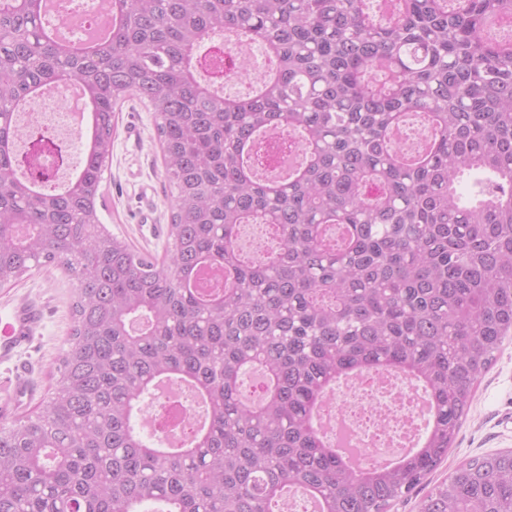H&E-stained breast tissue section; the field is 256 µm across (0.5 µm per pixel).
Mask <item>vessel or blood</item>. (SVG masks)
I'll return each instance as SVG.
<instances>
[{
  "label": "vessel or blood",
  "instance_id": "vessel-or-blood-1",
  "mask_svg": "<svg viewBox=\"0 0 512 512\" xmlns=\"http://www.w3.org/2000/svg\"><path fill=\"white\" fill-rule=\"evenodd\" d=\"M43 320L42 308L25 300L0 308V363L13 366L15 399L34 394L30 369L20 356L33 341Z\"/></svg>",
  "mask_w": 512,
  "mask_h": 512
}]
</instances>
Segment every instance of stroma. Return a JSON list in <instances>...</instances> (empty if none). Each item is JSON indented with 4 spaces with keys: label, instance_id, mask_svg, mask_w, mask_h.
I'll return each instance as SVG.
<instances>
[{
    "label": "stroma",
    "instance_id": "stroma-1",
    "mask_svg": "<svg viewBox=\"0 0 512 512\" xmlns=\"http://www.w3.org/2000/svg\"><path fill=\"white\" fill-rule=\"evenodd\" d=\"M131 126L139 131L134 141L126 137ZM168 200L153 117L139 102L129 100L118 114L112 163L104 174L103 221L112 234L160 258L167 247ZM75 288V280L52 268L0 289V305L28 297L48 309L45 328L23 354L42 395L53 383L56 361L73 324ZM502 450H512V337L504 341L496 361L478 381L458 438L429 483L434 486L447 479L462 462Z\"/></svg>",
    "mask_w": 512,
    "mask_h": 512
}]
</instances>
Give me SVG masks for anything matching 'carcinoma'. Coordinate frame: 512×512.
Returning <instances> with one entry per match:
<instances>
[{
    "mask_svg": "<svg viewBox=\"0 0 512 512\" xmlns=\"http://www.w3.org/2000/svg\"><path fill=\"white\" fill-rule=\"evenodd\" d=\"M112 15L83 50L54 40L40 0H0V288L50 266L77 284L53 391L0 425V512H275L291 487L320 512H390L447 457L512 335V0H395L383 21L366 0H112ZM224 32L268 50L245 97L201 73ZM68 81L95 108L82 168L23 181L18 115ZM134 98L174 189L161 261L100 217ZM416 114L433 143L407 162L395 136ZM272 129L299 153L274 180ZM247 224L270 229L264 255L241 248ZM372 372L426 386L434 419L417 452L353 469L316 418L340 379ZM166 380L207 407L180 448L138 425ZM418 509L512 512V450L462 463Z\"/></svg>",
    "mask_w": 512,
    "mask_h": 512,
    "instance_id": "cac0c4a2",
    "label": "carcinoma"
}]
</instances>
